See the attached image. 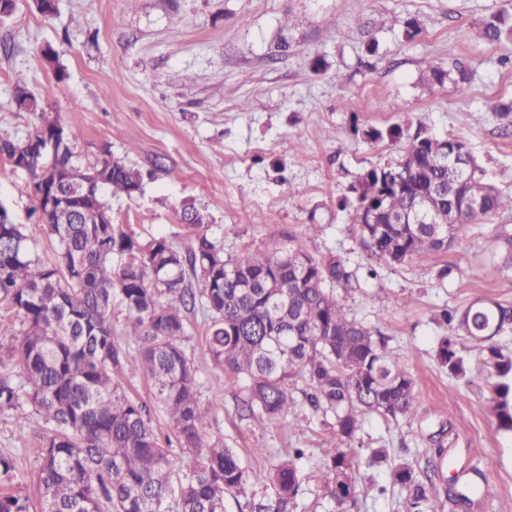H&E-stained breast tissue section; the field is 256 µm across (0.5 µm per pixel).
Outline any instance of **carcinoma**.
I'll return each instance as SVG.
<instances>
[{
    "mask_svg": "<svg viewBox=\"0 0 512 512\" xmlns=\"http://www.w3.org/2000/svg\"><path fill=\"white\" fill-rule=\"evenodd\" d=\"M477 37L512 44V14L486 19ZM450 75L431 65L424 80L442 85ZM14 101L18 111L38 115V124L23 139L0 137V156L15 167L27 163L52 257L39 252L23 225L0 223V413L25 408L42 422L34 479L40 512H168L174 492L177 512H224L225 497L235 494L249 498L251 512H294L306 449L291 448L274 462L265 477L271 492L260 495L237 451L209 432L224 399L216 393L201 400L186 346L189 318L197 314L213 364L248 381L243 417L260 428H293L298 378L313 411L332 418L323 498L340 506L354 501L360 465L388 462L392 484L405 492V512H434L442 494L473 503L482 477L475 467L440 491L408 463L390 461L386 448L358 462L360 415L410 420L416 395L400 355L345 310L339 294L358 280L344 261L315 257L299 244L226 259L193 206L181 209L192 233L187 250L165 237L142 245L123 225L95 219L112 211V196L137 194L141 172L108 147L76 160L69 135L38 96L19 84ZM364 136L405 142L398 160L366 169L340 202L370 257L395 266L455 247L460 234L441 237L419 212L423 198L440 209L453 205L467 227L512 212V195L484 180L464 141L446 139L448 150L463 151L460 163L483 195L480 207L463 206L464 187L423 120ZM401 217L408 223H392ZM115 302L125 313L126 342L112 335ZM443 317L452 335L438 345L441 366L466 377L469 360L456 338L476 342L480 362L502 378L491 384L487 408L511 429L512 386L505 379L512 357L494 338L512 329V304L476 301ZM137 375L150 384L173 437H160L151 408L125 386L123 379ZM174 442L178 455L170 450ZM0 512H29L28 498L3 486Z\"/></svg>",
    "mask_w": 512,
    "mask_h": 512,
    "instance_id": "obj_1",
    "label": "carcinoma"
}]
</instances>
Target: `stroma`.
<instances>
[{
	"label": "stroma",
	"instance_id": "35a3bbf8",
	"mask_svg": "<svg viewBox=\"0 0 512 512\" xmlns=\"http://www.w3.org/2000/svg\"><path fill=\"white\" fill-rule=\"evenodd\" d=\"M44 17L33 0H17L0 20V136L24 138L36 123L18 111L17 82L38 94L70 135L79 157L109 145L113 157L140 170L142 190L111 200L114 223L140 242L167 237L187 249L179 220L191 203L225 257L295 244L334 255L354 269L358 286L349 315L379 331L400 353L416 382L417 413L409 421L361 418L356 443L387 446L421 476L432 473L430 434L450 430L452 464L444 477L477 467L484 476L472 512H512V430L483 405L493 368L474 366L458 380L435 357L449 329L443 310L475 300L512 303V265L497 239L512 213L470 226L458 244L431 258L389 267L360 246L337 202L375 163L397 159V145L363 132L425 115L439 137L464 140L484 178L512 193V137L501 134L493 105L512 98V71L500 61L512 44L476 40L472 30L506 9L507 0H55ZM418 32L403 39L404 22ZM286 37L287 51L278 48ZM375 42V54L365 52ZM53 48L59 70L45 67ZM461 61L466 80L428 89L433 64ZM30 174L0 158V205L25 225L41 249L49 242L33 214ZM320 225L309 235L308 225ZM483 271L470 280L471 268ZM202 400L221 391L224 410L212 433L237 448L251 475L263 477L271 455L303 448L305 475L295 512H337L323 499L324 418L298 401L292 429H259L241 417L245 384L215 368L199 319L187 328ZM41 425L22 412L0 413V456L12 460L13 488L30 486Z\"/></svg>",
	"mask_w": 512,
	"mask_h": 512
}]
</instances>
